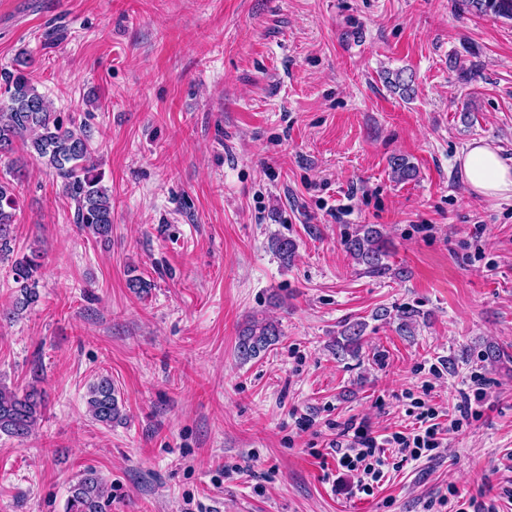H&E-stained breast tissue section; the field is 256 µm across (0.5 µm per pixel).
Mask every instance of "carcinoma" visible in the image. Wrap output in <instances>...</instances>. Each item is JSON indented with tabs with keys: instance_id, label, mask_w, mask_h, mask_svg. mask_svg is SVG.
Returning <instances> with one entry per match:
<instances>
[{
	"instance_id": "obj_1",
	"label": "carcinoma",
	"mask_w": 512,
	"mask_h": 512,
	"mask_svg": "<svg viewBox=\"0 0 512 512\" xmlns=\"http://www.w3.org/2000/svg\"><path fill=\"white\" fill-rule=\"evenodd\" d=\"M461 7L473 15L492 12L512 18V0H461ZM8 103L0 107V154L13 152L21 140L27 151L61 178L63 192L75 203L76 222L80 229L101 240L112 235V196L93 174V133L89 126L69 127L64 124L42 96L30 74L15 70L4 74ZM389 165L394 179L407 182L416 179L417 168L405 156H394ZM18 204L11 181L0 177V256L11 252L13 224L17 222ZM271 247L283 264L291 262L295 244L285 238H274ZM353 259L369 273L385 271L388 256L386 241L373 224H364L355 236L345 241ZM40 251L33 249L11 261L10 270L19 284L20 296L12 310L1 312L0 318L14 317L38 301L37 273L41 268ZM419 312L403 309L398 314V331L413 335ZM365 323L344 325L334 343L336 357H356L362 349ZM280 329L276 322L250 320L239 331L238 356L244 361L266 354L276 344ZM87 405L92 418L104 425L122 419L112 379L100 377L88 391ZM44 407L41 392L34 386L18 393L0 385V434L25 438L35 429ZM109 503L108 487L97 471L89 468L71 485L66 512H105Z\"/></svg>"
}]
</instances>
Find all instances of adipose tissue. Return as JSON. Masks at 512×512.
<instances>
[{"mask_svg":"<svg viewBox=\"0 0 512 512\" xmlns=\"http://www.w3.org/2000/svg\"><path fill=\"white\" fill-rule=\"evenodd\" d=\"M465 185L470 193L488 197L512 196V166L487 141L467 144L457 157Z\"/></svg>","mask_w":512,"mask_h":512,"instance_id":"obj_1","label":"adipose tissue"}]
</instances>
